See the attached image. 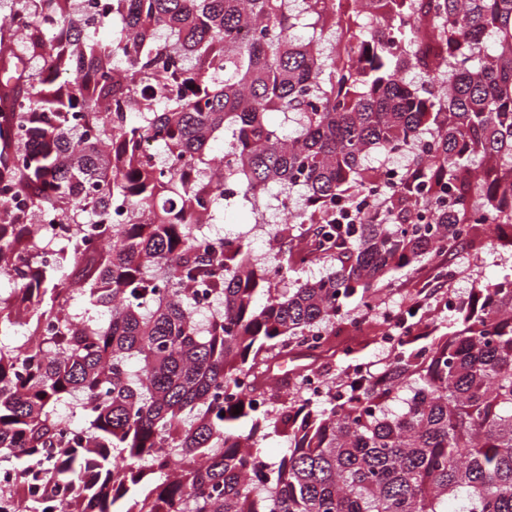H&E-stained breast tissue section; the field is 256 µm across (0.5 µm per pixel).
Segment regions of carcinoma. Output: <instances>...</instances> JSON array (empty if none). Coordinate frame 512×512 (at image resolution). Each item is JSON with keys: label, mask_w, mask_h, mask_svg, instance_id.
<instances>
[{"label": "carcinoma", "mask_w": 512, "mask_h": 512, "mask_svg": "<svg viewBox=\"0 0 512 512\" xmlns=\"http://www.w3.org/2000/svg\"><path fill=\"white\" fill-rule=\"evenodd\" d=\"M7 2L0 192L23 202L0 200L4 507L512 512V269L449 316L410 299L382 371L351 349L318 401L270 377L298 348L335 356L336 325L465 233L512 243V0H351L343 26L336 0ZM372 153L411 164L384 183ZM378 188L389 213L349 222ZM231 202L284 215L276 264L194 232ZM37 214L107 239L46 241ZM75 291L95 315L69 311ZM201 291L219 311L199 323ZM267 427L288 441L273 463ZM328 269V264L316 263L314 265L307 266L304 269L290 272L288 276L280 283L279 288L282 289V292L288 293V288H297L300 283H303L306 280L318 278L319 276L325 274Z\"/></svg>", "instance_id": "carcinoma-1"}]
</instances>
